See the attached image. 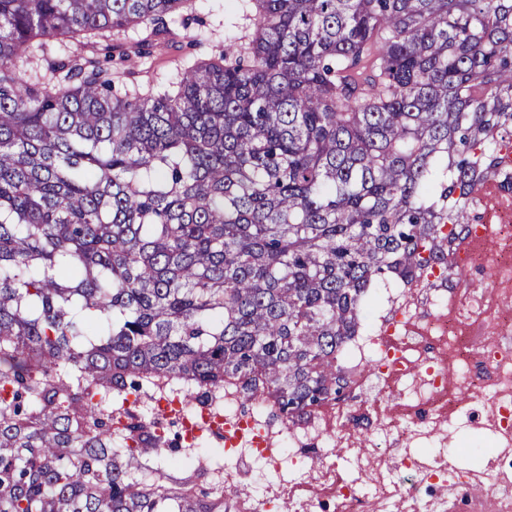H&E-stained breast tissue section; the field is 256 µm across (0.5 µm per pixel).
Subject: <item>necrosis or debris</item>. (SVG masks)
<instances>
[{
	"label": "necrosis or debris",
	"mask_w": 512,
	"mask_h": 512,
	"mask_svg": "<svg viewBox=\"0 0 512 512\" xmlns=\"http://www.w3.org/2000/svg\"><path fill=\"white\" fill-rule=\"evenodd\" d=\"M472 226L479 249L450 251L437 285L387 296L378 332L353 337L347 370L351 402H336L288 425L274 426L265 403L243 406L237 388L224 389L216 410L229 426L277 436L293 449L317 451L305 477L267 489L262 498L234 500V512H512V193H497ZM487 269L492 290L447 291L449 269ZM466 387V402L453 391ZM484 432L479 467L452 463L446 446L459 418ZM344 454L356 473L346 480Z\"/></svg>",
	"instance_id": "necrosis-or-debris-1"
}]
</instances>
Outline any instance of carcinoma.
Returning <instances> with one entry per match:
<instances>
[{"label":"carcinoma","instance_id":"obj_1","mask_svg":"<svg viewBox=\"0 0 512 512\" xmlns=\"http://www.w3.org/2000/svg\"><path fill=\"white\" fill-rule=\"evenodd\" d=\"M195 0H0V512H224L132 406L236 381L288 424L342 396L377 284L448 263L512 188V0H236L177 82L27 68Z\"/></svg>","mask_w":512,"mask_h":512}]
</instances>
